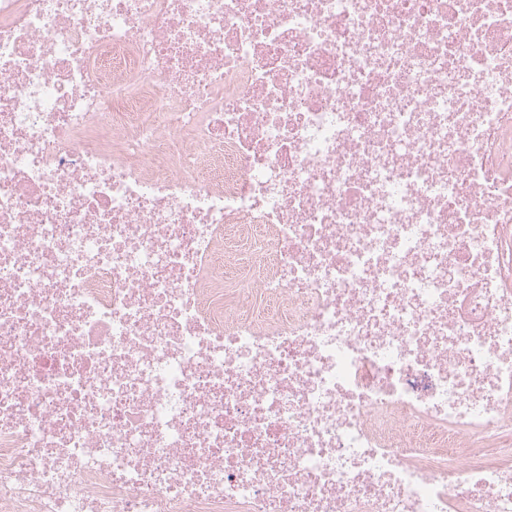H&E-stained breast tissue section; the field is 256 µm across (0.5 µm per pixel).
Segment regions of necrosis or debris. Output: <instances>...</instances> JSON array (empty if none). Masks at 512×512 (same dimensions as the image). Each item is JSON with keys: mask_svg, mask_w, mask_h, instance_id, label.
<instances>
[{"mask_svg": "<svg viewBox=\"0 0 512 512\" xmlns=\"http://www.w3.org/2000/svg\"><path fill=\"white\" fill-rule=\"evenodd\" d=\"M0 512H512V0H0Z\"/></svg>", "mask_w": 512, "mask_h": 512, "instance_id": "1", "label": "necrosis or debris"}]
</instances>
